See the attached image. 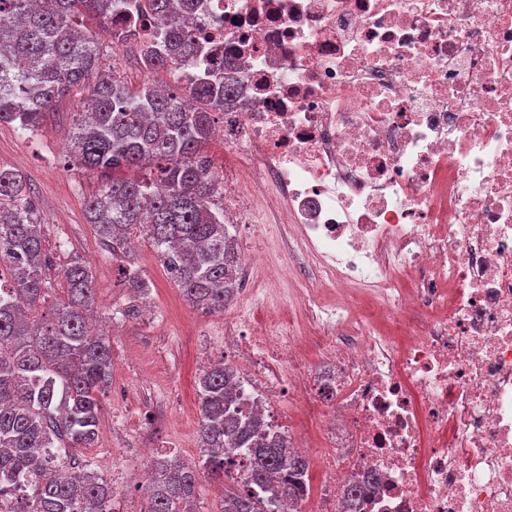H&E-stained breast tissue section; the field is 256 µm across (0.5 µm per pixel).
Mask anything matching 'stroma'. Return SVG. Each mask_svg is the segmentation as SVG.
<instances>
[{"instance_id":"obj_1","label":"stroma","mask_w":512,"mask_h":512,"mask_svg":"<svg viewBox=\"0 0 512 512\" xmlns=\"http://www.w3.org/2000/svg\"><path fill=\"white\" fill-rule=\"evenodd\" d=\"M100 66L117 67L124 81L137 87L150 81L170 83L168 72H145L129 46H114L111 34L96 32ZM94 77L55 107L45 125L24 132L0 125V165L19 171L34 189V202L44 220L46 246L58 249L59 261L68 254L80 256L91 266L96 283L95 326H114L118 333L112 343V385L103 398L101 433L90 451L103 479L123 477L124 484L112 502V512H146V489L140 473L150 472L155 454L197 461L199 410L196 380L206 360L234 355L224 344V316L233 314L244 322L259 321L266 313L257 305L234 297L225 313H205L189 305L160 261L150 239L135 241L133 258L150 281L144 311L135 318L123 316L130 294L117 280V265L103 247L85 217V203L98 188L89 173L64 164L65 143L72 115L80 111ZM239 245L260 244L264 258L254 267L252 277L241 287H265L262 269H288L293 281L308 282L310 267L295 263L296 233L287 224H272L264 209H256L248 223L236 229Z\"/></svg>"}]
</instances>
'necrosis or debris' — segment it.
I'll use <instances>...</instances> for the list:
<instances>
[{
  "instance_id": "4bbe7bcc",
  "label": "necrosis or debris",
  "mask_w": 512,
  "mask_h": 512,
  "mask_svg": "<svg viewBox=\"0 0 512 512\" xmlns=\"http://www.w3.org/2000/svg\"><path fill=\"white\" fill-rule=\"evenodd\" d=\"M224 59V219L270 199L313 294L238 345L242 414L287 427L280 372L322 422L315 512H512V0H196ZM368 295L405 341L354 321ZM334 373L309 381L305 336Z\"/></svg>"
}]
</instances>
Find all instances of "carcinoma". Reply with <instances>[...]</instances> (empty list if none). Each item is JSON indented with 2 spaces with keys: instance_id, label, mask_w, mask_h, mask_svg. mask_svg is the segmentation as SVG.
<instances>
[{
  "instance_id": "obj_1",
  "label": "carcinoma",
  "mask_w": 512,
  "mask_h": 512,
  "mask_svg": "<svg viewBox=\"0 0 512 512\" xmlns=\"http://www.w3.org/2000/svg\"><path fill=\"white\" fill-rule=\"evenodd\" d=\"M192 0H0V123L35 131L56 102L98 67L88 18L134 41L148 70H165L172 84L129 89L112 73H98L86 109L76 113L67 157L101 184L86 217L120 263L132 293L149 281L130 258L131 239L144 233L188 303L222 311L238 288L239 256L224 224L222 187L208 154L212 110L224 100V68H206L191 88L198 107L182 101L181 65L200 54L175 3ZM148 14L168 44L141 37ZM52 251L26 180L0 166V480L30 478L18 512H110L112 489L94 461L100 394L112 380V344L90 319L95 278L74 255L53 286ZM56 295L51 312L40 311ZM239 377L224 362L199 375L198 438L202 466L168 458L154 464L148 512H196L200 470L222 481L220 512H269L270 503L297 505L309 485V462L279 435L266 436L256 416H240L233 390ZM248 449L244 480L228 477L225 450Z\"/></svg>"
}]
</instances>
